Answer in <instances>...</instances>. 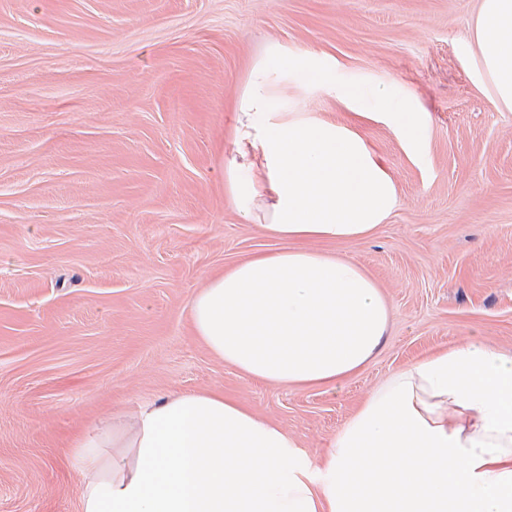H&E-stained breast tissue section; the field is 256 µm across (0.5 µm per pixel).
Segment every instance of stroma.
I'll return each instance as SVG.
<instances>
[{"label":"stroma","mask_w":512,"mask_h":512,"mask_svg":"<svg viewBox=\"0 0 512 512\" xmlns=\"http://www.w3.org/2000/svg\"><path fill=\"white\" fill-rule=\"evenodd\" d=\"M478 0H0V512H80L73 439L184 391L234 397L310 455L382 380L475 334L512 353V110L464 45ZM352 123L401 206L355 258L391 315L336 392L244 378L193 336L208 276L276 248L228 199L255 70ZM327 71L309 89V68ZM356 101H349V91ZM428 112L416 147L378 116Z\"/></svg>","instance_id":"35a3bbf8"}]
</instances>
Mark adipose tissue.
<instances>
[{
    "instance_id": "1",
    "label": "adipose tissue",
    "mask_w": 512,
    "mask_h": 512,
    "mask_svg": "<svg viewBox=\"0 0 512 512\" xmlns=\"http://www.w3.org/2000/svg\"><path fill=\"white\" fill-rule=\"evenodd\" d=\"M512 109V0H480L469 44ZM287 59L241 98L230 198L279 248L195 293L193 332L244 377L336 390L375 355L389 305L366 270L320 250L372 235L400 204L352 126L288 112ZM81 512H512V354L481 339L393 372L313 459L212 392L141 404L77 439Z\"/></svg>"
}]
</instances>
